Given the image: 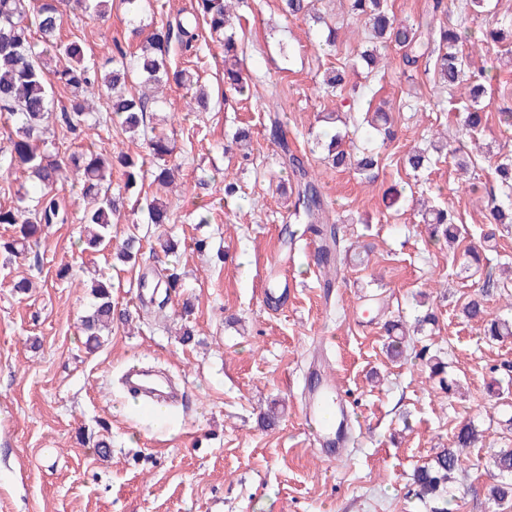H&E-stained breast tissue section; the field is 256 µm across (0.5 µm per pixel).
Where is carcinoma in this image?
I'll use <instances>...</instances> for the list:
<instances>
[{
  "label": "carcinoma",
  "mask_w": 512,
  "mask_h": 512,
  "mask_svg": "<svg viewBox=\"0 0 512 512\" xmlns=\"http://www.w3.org/2000/svg\"><path fill=\"white\" fill-rule=\"evenodd\" d=\"M285 16L309 15L308 0H281ZM239 0H197L191 17L178 22L181 45L189 48L196 38L199 21H204L210 35H224V78L227 90L243 95L249 84L244 75L243 61L235 53L232 34L233 8ZM112 0H75V6L84 12L92 11L103 18ZM351 11L368 20L371 36L385 43L394 41L405 48L403 62L414 66L419 59L434 58V70L450 88L462 87L469 104L463 119L465 135L470 140L483 131L484 113L480 102L486 90V75L469 69L460 43L466 39V30L450 28L440 22L438 14L445 11L444 0H433L428 16L417 24L398 22L387 9L386 0H350ZM311 16V15H309ZM313 23L322 24V17L311 16ZM61 13L59 0H0V112H5L11 122L9 141V168L21 169L29 174L36 191L25 192L10 207H0V224L17 228V236L0 240V251L13 254L27 247V243L44 228L62 220L56 198L60 182L72 176L80 190L85 210L81 240L86 249L96 251L112 243L114 218L124 210V194L136 184L143 172L144 162H139L125 152L118 153V162L125 168L124 185L112 187L108 171L112 160L101 153L88 151L81 154L60 155L50 150L44 134L55 120L69 131L93 129L100 125L94 115L96 101H107V111L115 115L123 130L135 139L143 140L148 156L154 162V181L164 184L172 174L168 163L174 148L163 133L148 131L149 105L163 104L165 87L173 81L178 85H197L187 102L189 111L203 112L209 108L210 98L205 86L194 80L187 69L171 70L169 53L173 27L163 24L140 41L134 52L115 44L112 57L107 59L111 67L99 66L88 56L86 45L80 38L67 42L59 39ZM52 54L60 62L59 67H49L46 57ZM138 81L154 88V95L146 97L127 90ZM63 86L70 94V106L54 112L55 85ZM325 90L341 91L345 78L340 70L325 72L322 80ZM325 160L336 169H352L368 183L374 182L377 156L369 149L355 154L345 148V136L337 132L324 144ZM439 152L441 147L420 149L407 156L406 163L418 171L430 163V151ZM287 165L298 181L292 202L295 221L304 225L303 232L317 236L324 246L320 264L323 270V288L331 291L335 286L338 264L343 247L337 221L317 189L305 160L294 153L287 154ZM499 176V192H491L490 214L500 221L504 213L512 215V160L500 162L496 168ZM142 211L147 223L160 228L170 223L167 209L157 199L145 200ZM423 223L431 230L432 237L459 240L457 218L446 208L430 206L421 214ZM142 239L137 234L127 235L119 244L117 258L123 262L138 257ZM512 285V279L500 282L487 274L481 287L462 307L466 320L483 328V334L493 340L512 337V321L491 318L485 308V298L496 289ZM94 302L88 313L82 316L81 330L85 347L92 352L104 343V333L112 332L116 322L128 323L132 316L115 311L112 306V282L104 277L91 278ZM390 340L386 351L394 359L401 353L399 337L404 335L403 325L390 322L386 326ZM481 431L471 421L460 423L451 446L440 449L432 462L419 467L414 474L417 495L438 499L448 512L446 497L448 483L461 468L466 448L476 445ZM494 470L500 481L492 484L489 499L498 505L512 502V448L502 449L494 461Z\"/></svg>",
  "instance_id": "1"
}]
</instances>
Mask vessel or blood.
I'll use <instances>...</instances> for the list:
<instances>
[{
  "label": "vessel or blood",
  "mask_w": 512,
  "mask_h": 512,
  "mask_svg": "<svg viewBox=\"0 0 512 512\" xmlns=\"http://www.w3.org/2000/svg\"><path fill=\"white\" fill-rule=\"evenodd\" d=\"M126 388L130 395L146 404L172 402L178 397L176 388L159 373L147 369H128ZM345 398L326 368H316L305 387L301 414L311 428L323 457L337 459L344 454V439L334 415L343 407Z\"/></svg>",
  "instance_id": "b4317fda"
}]
</instances>
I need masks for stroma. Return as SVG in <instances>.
<instances>
[{
  "mask_svg": "<svg viewBox=\"0 0 512 512\" xmlns=\"http://www.w3.org/2000/svg\"><path fill=\"white\" fill-rule=\"evenodd\" d=\"M444 2L449 26L468 27L464 52L488 76L479 142L491 151L477 153L470 180L455 165L465 141L464 112L450 110L447 86L425 68L405 67L393 42L383 49L382 74L371 78L365 67L353 66L367 43L348 0L312 2L313 12L338 30L332 47L321 45L311 23L284 17L280 0H244L234 31L252 77L246 98L225 95L224 46L207 31L190 51L174 52L173 63L199 75L210 108L187 111L190 89L166 90L162 116L150 121L174 140L179 174L168 187L149 175L139 180L117 230L141 220L144 198H159L172 215L167 230L179 243L177 253L165 255L152 236L132 266L107 248L83 250V203L77 187L65 182L58 191L65 222L50 225L22 254H0V512H438L439 502L419 499L412 474L466 420L485 437L464 452L448 512H492V454L512 448L505 428L512 388L496 395L489 387L512 385V339L489 341L461 309L488 272L512 262V224L491 223L487 196L500 158L512 156V129L498 124L499 112L512 105V38L482 39L512 17V0H489L464 20L460 0ZM61 37L84 39L98 63L111 57L113 42L138 45L119 5L104 19L65 9ZM331 69L346 72L341 94L319 87ZM379 106L397 137L370 140L363 126L351 134L379 156V174L368 184L324 162L313 139L329 131L326 113L358 118ZM273 111L329 209L343 216L344 239L371 248L365 258L348 252L329 295L305 249L307 236L289 247L283 241L294 184L269 136ZM241 128L250 132L246 163L239 151L225 149ZM438 132L446 135V148L429 168L413 172L405 164L408 151ZM47 136L68 155L89 147L142 151L116 124L98 135L53 123ZM228 176L241 188L231 202L224 199ZM394 188L404 189L405 200L392 203ZM416 198L458 215L467 241L483 249L480 268L461 270L457 248L429 242L412 206ZM202 211L209 223H196ZM284 248L293 258L295 288L287 306L275 307L264 300L265 266ZM64 264L75 267L73 279L57 278ZM172 266L182 286L169 295L156 282ZM94 271L111 276L114 304L135 316L132 324H115L89 354L80 320L92 302L87 282ZM23 277L32 283L26 294L13 287ZM143 278L156 286L147 302L138 286ZM161 300L162 322L154 317ZM428 310L435 323L414 337L404 358L390 361L385 323H410ZM183 326L196 332L186 345L177 339ZM432 355L445 362L444 372L431 374L426 359ZM322 359L355 403L356 444L335 461L318 453L300 416L309 367ZM138 361L163 369L181 392L166 419L126 405L118 380L125 365ZM271 406L277 420L267 428L261 415ZM105 436L112 453L103 459L94 443Z\"/></svg>",
  "mask_w": 512,
  "mask_h": 512,
  "instance_id": "obj_1",
  "label": "stroma"
}]
</instances>
